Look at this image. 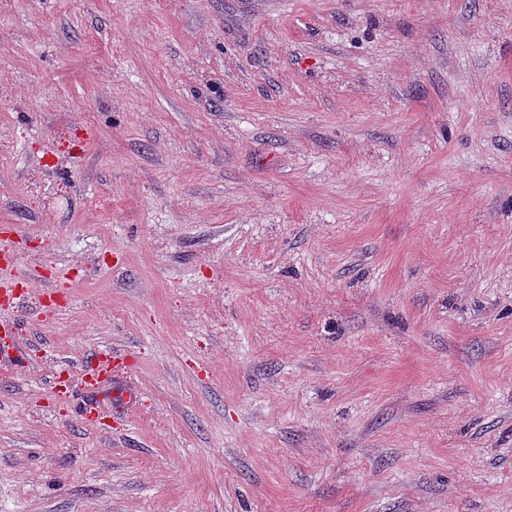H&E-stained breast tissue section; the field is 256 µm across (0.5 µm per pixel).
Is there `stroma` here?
<instances>
[{"label":"stroma","mask_w":512,"mask_h":512,"mask_svg":"<svg viewBox=\"0 0 512 512\" xmlns=\"http://www.w3.org/2000/svg\"><path fill=\"white\" fill-rule=\"evenodd\" d=\"M1 238L0 512H512V0H0ZM18 331V324L15 321L2 322L0 324V355L5 352L12 354V359L20 364H25L30 358V353L37 349L35 344L25 348H18L14 343ZM87 365L93 367L95 375L110 374L129 367L125 355L112 352L110 349L98 350L87 358Z\"/></svg>","instance_id":"35a3bbf8"}]
</instances>
